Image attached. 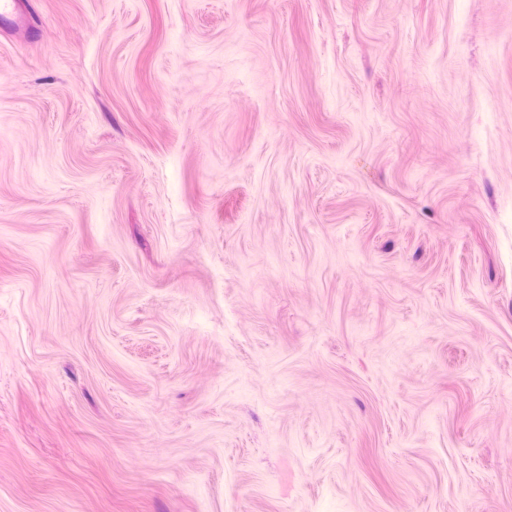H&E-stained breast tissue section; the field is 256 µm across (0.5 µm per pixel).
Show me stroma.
<instances>
[{
  "label": "stroma",
  "mask_w": 512,
  "mask_h": 512,
  "mask_svg": "<svg viewBox=\"0 0 512 512\" xmlns=\"http://www.w3.org/2000/svg\"><path fill=\"white\" fill-rule=\"evenodd\" d=\"M29 6L0 512H512V0Z\"/></svg>",
  "instance_id": "obj_1"
}]
</instances>
